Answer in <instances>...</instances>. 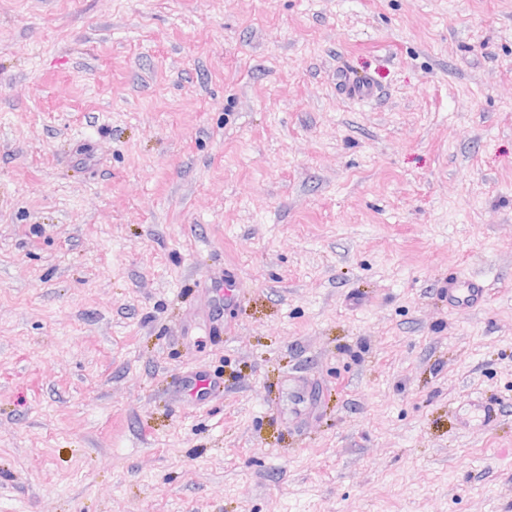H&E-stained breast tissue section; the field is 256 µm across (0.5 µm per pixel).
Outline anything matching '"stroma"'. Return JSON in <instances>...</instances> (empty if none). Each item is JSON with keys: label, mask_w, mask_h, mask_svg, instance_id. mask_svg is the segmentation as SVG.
<instances>
[{"label": "stroma", "mask_w": 512, "mask_h": 512, "mask_svg": "<svg viewBox=\"0 0 512 512\" xmlns=\"http://www.w3.org/2000/svg\"><path fill=\"white\" fill-rule=\"evenodd\" d=\"M0 512H512V0H0ZM338 79L344 93L351 98L371 100L376 95V89L366 79L351 78L347 72H341ZM438 291L448 299L449 310L479 307L487 296L484 284L478 278L466 274L448 277L439 284ZM178 391L187 392L195 401L205 402L224 392V382L194 372L182 376ZM470 407L483 427H488L497 422L502 412L501 404L496 399L474 400Z\"/></svg>", "instance_id": "stroma-1"}]
</instances>
